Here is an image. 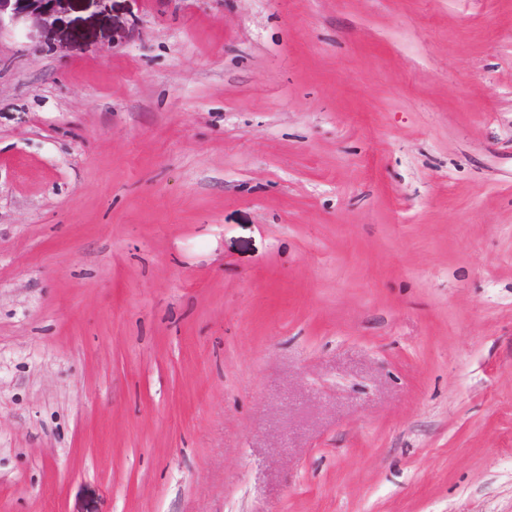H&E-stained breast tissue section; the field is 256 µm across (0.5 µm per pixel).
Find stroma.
<instances>
[{"mask_svg":"<svg viewBox=\"0 0 512 512\" xmlns=\"http://www.w3.org/2000/svg\"><path fill=\"white\" fill-rule=\"evenodd\" d=\"M0 512H512V0L0 27Z\"/></svg>","mask_w":512,"mask_h":512,"instance_id":"obj_1","label":"stroma"}]
</instances>
